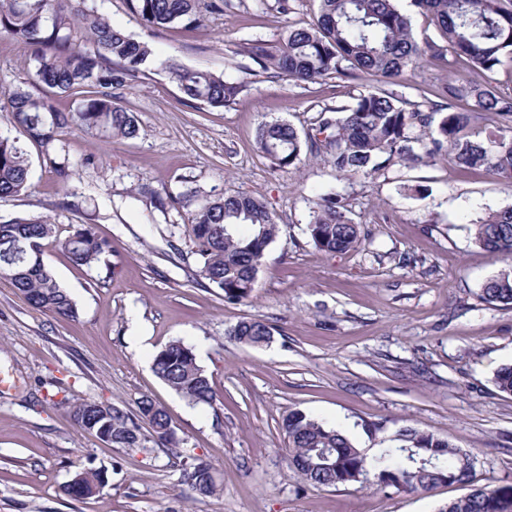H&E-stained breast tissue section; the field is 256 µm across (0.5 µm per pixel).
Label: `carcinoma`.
<instances>
[{
	"label": "carcinoma",
	"mask_w": 512,
	"mask_h": 512,
	"mask_svg": "<svg viewBox=\"0 0 512 512\" xmlns=\"http://www.w3.org/2000/svg\"><path fill=\"white\" fill-rule=\"evenodd\" d=\"M313 22L289 27L283 42L272 47L254 40L242 47L261 71L277 78L316 82L342 81L366 73L383 86L361 92L338 113L322 120L318 135L304 145L297 130L275 121L261 125L257 144L279 169L302 161L303 147L325 154L343 175H371L406 159L433 158L443 152L460 169L492 168L512 177V127L487 140L471 138L465 129L472 119L494 114L512 117V90L489 82L453 80L462 64L490 73L503 59H512V0H411L435 26L443 44L417 42L410 18L396 0H319ZM126 6L150 28L199 29L209 13L222 12L230 0H126ZM0 31L10 34L34 63L31 88L17 87L0 98L22 135L43 149V161L65 180L66 162L55 144L77 128L106 138H133L139 127L133 113L115 102L112 89L139 74L152 56L149 44L112 27L93 0H0ZM444 62L448 80L433 86L434 99L411 102L399 92L407 71L424 58ZM168 73L184 98L210 108L234 100L240 87L211 71L169 65ZM79 93L75 107L55 108L39 91ZM435 128L426 142L418 131ZM32 187L31 169L17 141L0 137V197ZM160 207L171 204L185 212L199 256V276L215 285L229 302L251 297L264 256L279 233V224L259 198L245 192L216 198L174 197L152 192ZM315 247L326 253L345 252L360 241L359 225L343 211L334 195L316 202L308 224ZM55 225L35 216L0 222V276L34 308L61 317L76 316L75 304L44 263L45 242ZM479 247L512 258V208L488 213L474 224ZM71 260L92 266L111 251L91 228L79 227L64 240ZM483 294L490 302L512 303V266L489 279ZM238 343H268L273 327L265 320H242L229 331ZM156 376L193 405L215 399L210 379L191 347L180 340L167 344L153 358ZM70 416L81 430L103 437L114 448H170L171 418L148 396L138 401V415L117 406L97 407L78 399ZM149 420L151 429L141 422ZM288 439V467L315 487L367 485L426 493L442 484H468L474 456L452 442L412 426L400 428L396 446L368 453L340 429L300 410L282 420ZM181 482L202 496L216 493L212 466L192 457L181 469ZM107 482L98 469H84L67 485L68 495L85 499L103 492ZM439 512H512V493L488 487L474 489L448 502Z\"/></svg>",
	"instance_id": "obj_1"
}]
</instances>
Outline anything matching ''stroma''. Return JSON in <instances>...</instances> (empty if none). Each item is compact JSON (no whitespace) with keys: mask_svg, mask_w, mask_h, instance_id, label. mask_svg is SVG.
Here are the masks:
<instances>
[{"mask_svg":"<svg viewBox=\"0 0 512 512\" xmlns=\"http://www.w3.org/2000/svg\"><path fill=\"white\" fill-rule=\"evenodd\" d=\"M95 5L154 50L113 91L140 132L108 139L70 130L57 145L69 162L65 181L24 143L33 187L0 198L1 221L55 224L44 261L77 309L72 318L34 309L0 278V512H438L467 492L459 484L427 494L307 485L286 462L281 421L294 409L361 448L392 446L405 425L431 432L473 453L474 485L512 488V394L495 385L497 370L512 365V305L482 292L506 261L473 241L480 218L512 207V179L443 157L343 176L306 152L298 166L276 169L257 145L261 124L280 120L313 135L324 108L378 85L368 75L345 87L271 78L240 55L254 39L279 45L289 26L315 18L319 0H298L286 16L238 0L192 32L145 27L124 0ZM173 60L226 74L242 90L217 109L184 102L169 78ZM32 72L0 33V92ZM151 189L208 198L243 191L266 202L280 233L251 298L225 301L199 276L184 218L153 209ZM329 193L362 228L346 252L319 251L309 238L313 208ZM79 224L112 244L90 267L62 246ZM252 318L272 325L269 344L229 338ZM174 340L206 370L213 404H190L153 372L155 353ZM145 395L168 411L176 452L111 447L69 416L77 398L133 412ZM183 453L213 466L216 494L182 484ZM88 467L105 468L102 495H66Z\"/></svg>","mask_w":512,"mask_h":512,"instance_id":"1","label":"stroma"}]
</instances>
